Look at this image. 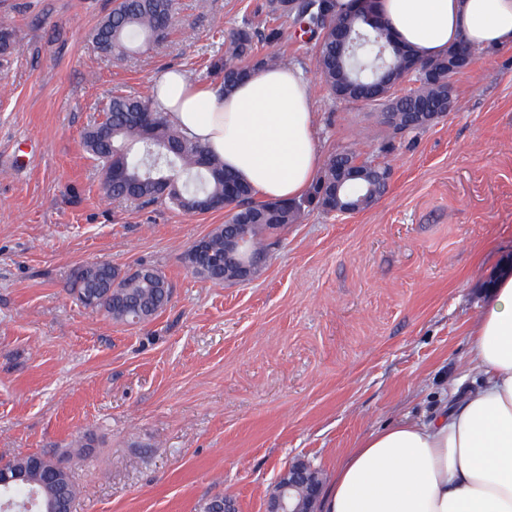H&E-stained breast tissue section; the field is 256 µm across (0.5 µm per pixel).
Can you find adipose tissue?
Instances as JSON below:
<instances>
[{"mask_svg":"<svg viewBox=\"0 0 512 512\" xmlns=\"http://www.w3.org/2000/svg\"><path fill=\"white\" fill-rule=\"evenodd\" d=\"M401 42L436 56L464 41L512 48V0H378ZM152 107L221 158L263 200H298L322 165L303 72L259 67L232 93L159 72ZM479 384L427 421L404 419L348 451L323 512H512V272H500L468 330Z\"/></svg>","mask_w":512,"mask_h":512,"instance_id":"1","label":"adipose tissue"}]
</instances>
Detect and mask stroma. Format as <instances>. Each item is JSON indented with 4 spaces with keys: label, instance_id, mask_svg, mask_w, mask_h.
Returning a JSON list of instances; mask_svg holds the SVG:
<instances>
[{
    "label": "stroma",
    "instance_id": "stroma-1",
    "mask_svg": "<svg viewBox=\"0 0 512 512\" xmlns=\"http://www.w3.org/2000/svg\"><path fill=\"white\" fill-rule=\"evenodd\" d=\"M265 4L176 0L169 36L116 60L91 39L112 0H0L17 46L0 58V457L66 454L73 512L216 495L265 512L290 463L330 481L372 431L474 385L466 330L512 263V49L476 53L457 107L396 133L336 101L307 36ZM245 19L308 79L322 156L350 149L391 179L352 215L305 207L264 237L254 277L213 283L185 253L226 212L106 200L82 133L161 70L216 83L208 64ZM92 262L159 269L168 303L143 324L84 307L70 283Z\"/></svg>",
    "mask_w": 512,
    "mask_h": 512
}]
</instances>
